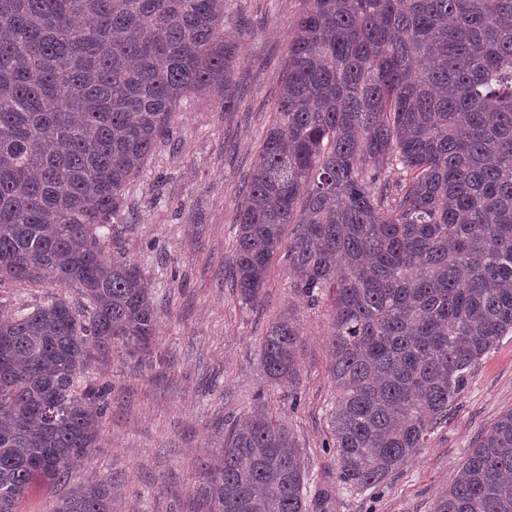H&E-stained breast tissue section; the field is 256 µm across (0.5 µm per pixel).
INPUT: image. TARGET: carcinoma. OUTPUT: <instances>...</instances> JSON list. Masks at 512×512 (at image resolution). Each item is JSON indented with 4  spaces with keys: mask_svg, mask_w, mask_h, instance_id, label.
Listing matches in <instances>:
<instances>
[{
    "mask_svg": "<svg viewBox=\"0 0 512 512\" xmlns=\"http://www.w3.org/2000/svg\"><path fill=\"white\" fill-rule=\"evenodd\" d=\"M233 59L224 0H0V283L49 276L83 299L0 318V512L97 447L110 386L79 384L90 346L152 343L143 271L102 230L184 96L233 106ZM275 114L237 207L233 278L256 301L294 225L292 287L336 292L337 484L376 489L512 335V0H308ZM297 336L271 326V381L292 379ZM200 490L215 512L336 501L308 493L291 430L267 413L230 431ZM54 512H112V485ZM432 512H512V409Z\"/></svg>",
    "mask_w": 512,
    "mask_h": 512,
    "instance_id": "1",
    "label": "carcinoma"
}]
</instances>
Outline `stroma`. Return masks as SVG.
<instances>
[{
    "mask_svg": "<svg viewBox=\"0 0 512 512\" xmlns=\"http://www.w3.org/2000/svg\"><path fill=\"white\" fill-rule=\"evenodd\" d=\"M228 28L241 31L232 110L184 97L165 139L126 191L111 254L138 263L157 305L149 350L118 341L91 351L84 379L110 384L99 443L69 483L37 484L16 512H53L62 496L108 483L112 512H212L199 493L232 427L263 409L291 429L309 490L334 487L330 412L336 386L328 338L335 296L312 301L291 286L288 252L273 258L260 299L245 304L230 275L244 179L258 159L285 69L288 43L307 0H227ZM74 292L53 282L0 285V317ZM298 332L295 378L277 384L262 365L273 323ZM512 409V335L471 372L447 424L383 486L336 492L335 512H432L474 441Z\"/></svg>",
    "mask_w": 512,
    "mask_h": 512,
    "instance_id": "stroma-1",
    "label": "stroma"
}]
</instances>
